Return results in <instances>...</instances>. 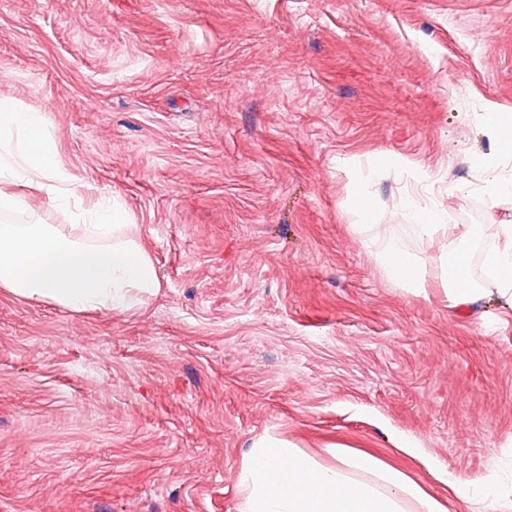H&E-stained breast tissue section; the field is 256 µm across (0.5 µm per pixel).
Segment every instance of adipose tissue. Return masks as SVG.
<instances>
[{"label":"adipose tissue","instance_id":"1","mask_svg":"<svg viewBox=\"0 0 512 512\" xmlns=\"http://www.w3.org/2000/svg\"><path fill=\"white\" fill-rule=\"evenodd\" d=\"M42 190L44 211L68 213L69 223H0V288L31 304L52 302L77 311L123 312L159 286L155 265L121 221L112 200L84 206L71 175L57 160L43 113L0 99V212L17 211L13 186ZM419 238L493 241L487 269L498 305L512 310V225L452 224L438 211L416 215ZM379 260L403 289L425 294L445 282L450 306L475 309L477 289L453 286L454 273L389 242ZM242 512H446L405 472L373 456L336 446L319 460L288 439L254 437L241 464Z\"/></svg>","mask_w":512,"mask_h":512}]
</instances>
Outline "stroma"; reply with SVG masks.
<instances>
[{
  "mask_svg": "<svg viewBox=\"0 0 512 512\" xmlns=\"http://www.w3.org/2000/svg\"><path fill=\"white\" fill-rule=\"evenodd\" d=\"M1 98L45 113L161 287L124 313L0 288V512H240L265 433L495 512L448 484L512 476V311L489 244L420 240L406 204L512 225L484 192L512 178L485 119L512 115V0H0ZM392 240L472 250L479 309L399 288Z\"/></svg>",
  "mask_w": 512,
  "mask_h": 512,
  "instance_id": "1",
  "label": "stroma"
}]
</instances>
